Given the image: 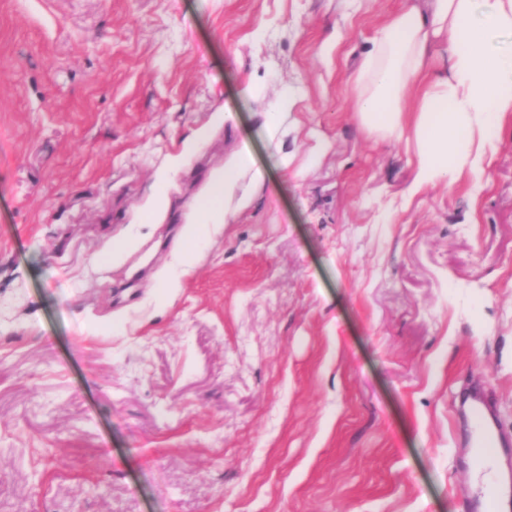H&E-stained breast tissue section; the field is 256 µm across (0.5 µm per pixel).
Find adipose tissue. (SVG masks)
<instances>
[{
    "instance_id": "obj_1",
    "label": "adipose tissue",
    "mask_w": 512,
    "mask_h": 512,
    "mask_svg": "<svg viewBox=\"0 0 512 512\" xmlns=\"http://www.w3.org/2000/svg\"><path fill=\"white\" fill-rule=\"evenodd\" d=\"M512 0H405L370 39L352 80L360 125L387 138L411 133L416 145L414 190L474 170L512 115ZM296 97L283 91L266 101L262 132L280 166L281 121ZM265 180L248 149L223 173L191 219L195 234L231 223Z\"/></svg>"
}]
</instances>
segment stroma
<instances>
[{"mask_svg":"<svg viewBox=\"0 0 512 512\" xmlns=\"http://www.w3.org/2000/svg\"><path fill=\"white\" fill-rule=\"evenodd\" d=\"M403 2L0 0V512H468L457 392L512 437V116L412 192L348 108ZM248 81L299 91L289 167ZM243 145L254 205L188 239Z\"/></svg>","mask_w":512,"mask_h":512,"instance_id":"1","label":"stroma"}]
</instances>
